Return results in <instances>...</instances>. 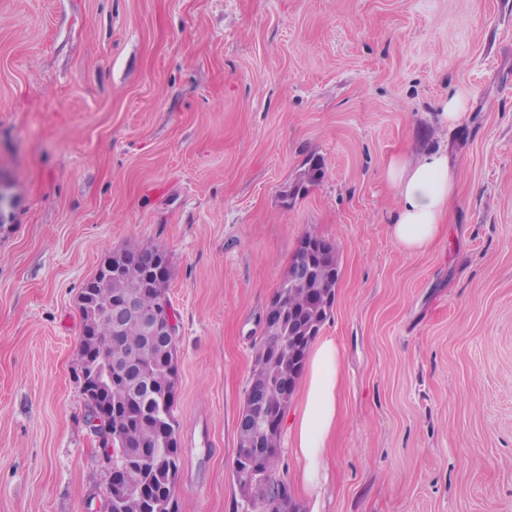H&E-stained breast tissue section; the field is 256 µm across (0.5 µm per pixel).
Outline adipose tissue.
Listing matches in <instances>:
<instances>
[{
    "mask_svg": "<svg viewBox=\"0 0 512 512\" xmlns=\"http://www.w3.org/2000/svg\"><path fill=\"white\" fill-rule=\"evenodd\" d=\"M386 176L399 197L389 225L393 241L409 253L427 249L441 237L456 194V175L447 150L392 158ZM340 381V351L334 339H323L308 360L301 381L302 409L288 430L297 478L315 497L327 482L325 450L340 414Z\"/></svg>",
    "mask_w": 512,
    "mask_h": 512,
    "instance_id": "obj_1",
    "label": "adipose tissue"
}]
</instances>
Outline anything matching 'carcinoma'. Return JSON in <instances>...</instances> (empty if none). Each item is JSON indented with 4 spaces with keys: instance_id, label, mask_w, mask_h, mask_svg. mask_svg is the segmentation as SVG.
<instances>
[{
    "instance_id": "1",
    "label": "carcinoma",
    "mask_w": 512,
    "mask_h": 512,
    "mask_svg": "<svg viewBox=\"0 0 512 512\" xmlns=\"http://www.w3.org/2000/svg\"><path fill=\"white\" fill-rule=\"evenodd\" d=\"M323 174V161L310 159L298 175L296 189L319 181ZM339 276L335 246L314 233L306 234L269 304L278 317L263 323L261 336L253 342L244 415L267 418L286 412L309 349L332 312ZM170 278L167 258L157 250L130 246L115 253L112 271L98 269L81 288L78 307L84 316L79 353L96 352L108 341L114 352L145 345L146 337L137 324L114 336L110 319L97 312L142 283L146 285L142 303L150 307L157 297L168 296ZM169 353L157 343L134 367L137 381L114 372L111 384L97 385L112 407V429L146 450V456L124 465L120 472L126 495L112 503V512H175L173 491L180 454L176 390L168 375L177 368ZM281 435L280 429L238 427L233 475L243 512H301L288 484L276 479Z\"/></svg>"
}]
</instances>
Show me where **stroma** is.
Here are the masks:
<instances>
[{
	"instance_id": "35a3bbf8",
	"label": "stroma",
	"mask_w": 512,
	"mask_h": 512,
	"mask_svg": "<svg viewBox=\"0 0 512 512\" xmlns=\"http://www.w3.org/2000/svg\"><path fill=\"white\" fill-rule=\"evenodd\" d=\"M439 146L452 213L409 254L385 168ZM0 191V512L106 486L77 299L132 244L171 270L178 512H235L252 344L309 232L341 415L321 500L286 444L278 478L305 512H512V0H0ZM466 96L462 93H455L448 96V100L442 105L440 120L448 127H453L465 116Z\"/></svg>"
}]
</instances>
